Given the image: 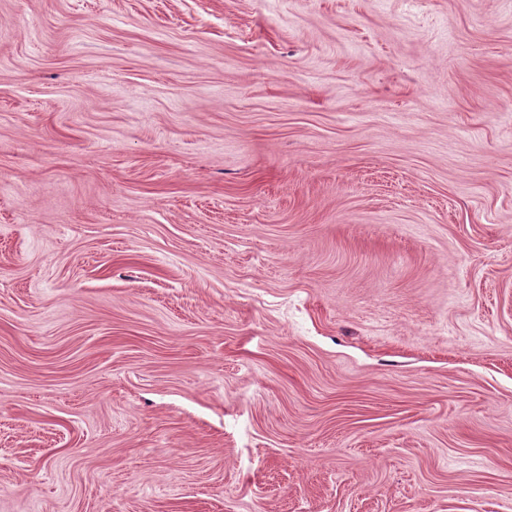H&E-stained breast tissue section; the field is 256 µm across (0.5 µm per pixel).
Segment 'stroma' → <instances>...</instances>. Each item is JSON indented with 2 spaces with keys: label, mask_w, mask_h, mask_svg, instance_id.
Listing matches in <instances>:
<instances>
[{
  "label": "stroma",
  "mask_w": 512,
  "mask_h": 512,
  "mask_svg": "<svg viewBox=\"0 0 512 512\" xmlns=\"http://www.w3.org/2000/svg\"><path fill=\"white\" fill-rule=\"evenodd\" d=\"M0 512H512V0H0Z\"/></svg>",
  "instance_id": "35a3bbf8"
}]
</instances>
